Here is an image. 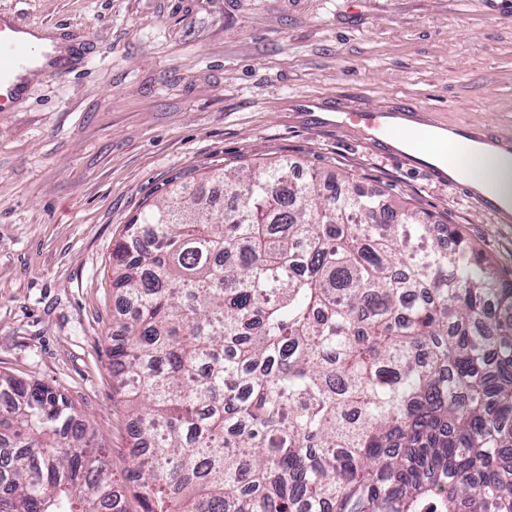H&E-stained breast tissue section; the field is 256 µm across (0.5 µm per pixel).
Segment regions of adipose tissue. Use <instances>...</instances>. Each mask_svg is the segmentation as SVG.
I'll list each match as a JSON object with an SVG mask.
<instances>
[{
  "label": "adipose tissue",
  "instance_id": "ef3b65f1",
  "mask_svg": "<svg viewBox=\"0 0 512 512\" xmlns=\"http://www.w3.org/2000/svg\"><path fill=\"white\" fill-rule=\"evenodd\" d=\"M417 148L437 158L451 176L469 183L504 211L512 212V155L459 143L441 129L435 130L431 139L420 140Z\"/></svg>",
  "mask_w": 512,
  "mask_h": 512
}]
</instances>
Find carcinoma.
<instances>
[{"label":"carcinoma","instance_id":"obj_1","mask_svg":"<svg viewBox=\"0 0 512 512\" xmlns=\"http://www.w3.org/2000/svg\"><path fill=\"white\" fill-rule=\"evenodd\" d=\"M208 181L112 249L143 512H512V278L368 187ZM0 392V512H125L67 396Z\"/></svg>","mask_w":512,"mask_h":512}]
</instances>
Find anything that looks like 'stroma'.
<instances>
[{"instance_id":"obj_1","label":"stroma","mask_w":512,"mask_h":512,"mask_svg":"<svg viewBox=\"0 0 512 512\" xmlns=\"http://www.w3.org/2000/svg\"><path fill=\"white\" fill-rule=\"evenodd\" d=\"M0 13L82 37L63 46L74 74L32 79L0 112V373L66 395L115 475L135 460L112 379V246L171 188L220 207L203 172L285 160L456 227L512 276V223L330 114L340 98L409 104L422 123L512 136V0H0Z\"/></svg>"}]
</instances>
